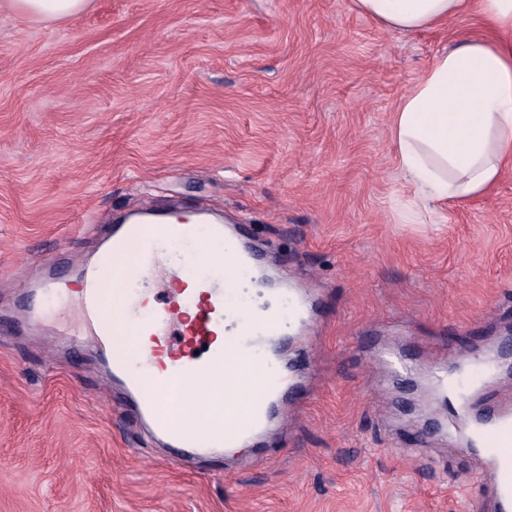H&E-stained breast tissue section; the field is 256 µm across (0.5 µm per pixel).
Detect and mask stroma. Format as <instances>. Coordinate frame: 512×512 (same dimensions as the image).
<instances>
[{
  "instance_id": "stroma-1",
  "label": "stroma",
  "mask_w": 512,
  "mask_h": 512,
  "mask_svg": "<svg viewBox=\"0 0 512 512\" xmlns=\"http://www.w3.org/2000/svg\"><path fill=\"white\" fill-rule=\"evenodd\" d=\"M481 18L397 35L352 0H0V512H490L478 461L430 425L426 373L512 336V171L408 224L391 116ZM207 205L313 303L307 389L250 448H166L119 405L78 297L18 321L32 259L73 273L114 214ZM409 354L401 378L376 350ZM426 446L401 466L396 448ZM88 0H13L18 11L41 20H60L83 11Z\"/></svg>"
}]
</instances>
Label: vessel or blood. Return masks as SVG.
Wrapping results in <instances>:
<instances>
[{
	"label": "vessel or blood",
	"mask_w": 512,
	"mask_h": 512,
	"mask_svg": "<svg viewBox=\"0 0 512 512\" xmlns=\"http://www.w3.org/2000/svg\"><path fill=\"white\" fill-rule=\"evenodd\" d=\"M197 226L191 217L176 212L158 213L143 208L118 224L110 246L93 263L80 265L79 293L92 322L97 342L114 372L125 377L135 398L139 416L149 422L169 448L197 454L206 448H245L268 427L288 396L298 394L293 374L276 371L261 354L266 336L287 335L293 326H307L308 311L298 296L288 299L290 310L282 316L269 310L256 314L240 297L241 276L257 265L254 254L226 234L223 224L209 225L208 236L224 242V257L210 261L206 273L190 274L184 263L171 262L165 248L168 239L195 240ZM163 270L170 281L193 278L207 298V308L191 323H184L183 311L195 303L193 293L176 295L165 303L155 301L151 286L155 270ZM131 272L137 283L126 293L129 312L137 313V325L155 350L131 361L112 341L114 329L105 296L115 274ZM233 318L236 330L223 346H214L217 328ZM183 323L178 341L169 338L170 327ZM205 345L196 355L195 345ZM497 356L473 351L450 353L447 367L429 371L447 407L443 426L449 442L466 439L480 461L478 478L491 487L496 512H512V404L499 403L482 412L474 399L499 373ZM223 378L226 390L247 388L246 399L235 398L224 416V426L216 432L188 427L173 418L161 417L158 407L168 400L182 406L191 390L209 388Z\"/></svg>",
	"instance_id": "b4317fda"
}]
</instances>
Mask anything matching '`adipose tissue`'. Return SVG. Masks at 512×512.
<instances>
[{
    "instance_id": "1",
    "label": "adipose tissue",
    "mask_w": 512,
    "mask_h": 512,
    "mask_svg": "<svg viewBox=\"0 0 512 512\" xmlns=\"http://www.w3.org/2000/svg\"><path fill=\"white\" fill-rule=\"evenodd\" d=\"M386 32L436 28L478 11L496 31L436 58L402 96L389 127L416 217L481 197L512 167V0H353Z\"/></svg>"
}]
</instances>
